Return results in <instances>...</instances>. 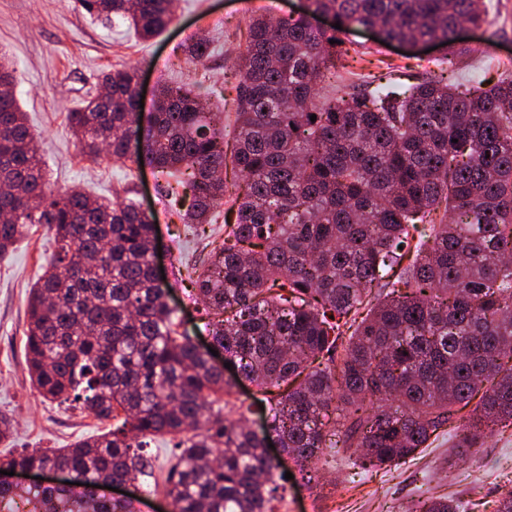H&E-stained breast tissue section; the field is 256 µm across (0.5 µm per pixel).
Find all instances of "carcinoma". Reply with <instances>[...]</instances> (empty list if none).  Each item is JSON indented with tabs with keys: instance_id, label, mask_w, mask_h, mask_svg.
I'll return each mask as SVG.
<instances>
[{
	"instance_id": "1",
	"label": "carcinoma",
	"mask_w": 512,
	"mask_h": 512,
	"mask_svg": "<svg viewBox=\"0 0 512 512\" xmlns=\"http://www.w3.org/2000/svg\"><path fill=\"white\" fill-rule=\"evenodd\" d=\"M307 14L251 17L239 56L233 143L224 113L193 90H158L152 126L136 115L135 69L68 113L81 151L144 162L184 224L224 223V243L184 266L213 347L270 395L282 449L305 464L326 451L367 470L444 436L466 454L512 426V73L462 84L485 0H307ZM144 39L175 0H77ZM331 13L341 28L309 16ZM371 26L383 41L448 47L450 80L379 78L368 95L320 94ZM210 39L189 53L204 64ZM0 58V257L30 224L57 251L27 305L25 356L39 394L79 402L100 434L67 448L0 457V467H69L81 485L0 484V512H135L105 482L153 477L143 448L177 439L164 494L171 512H273L283 478L265 437L231 418L224 368L189 336L154 272L152 215L79 187L46 191V167ZM316 120H310L311 115ZM471 408L469 414L463 409ZM427 497L417 512H461Z\"/></svg>"
}]
</instances>
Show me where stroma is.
Listing matches in <instances>:
<instances>
[{"label":"stroma","mask_w":512,"mask_h":512,"mask_svg":"<svg viewBox=\"0 0 512 512\" xmlns=\"http://www.w3.org/2000/svg\"><path fill=\"white\" fill-rule=\"evenodd\" d=\"M487 24L470 31L484 44L483 81L497 82L501 55L512 57V0H489ZM302 0H178L175 19L160 36L140 40L122 20L106 26L80 10L76 0H0V54L15 70L14 92L39 135L49 188L61 193L78 186L96 195L130 187L143 208L152 210L160 230L164 282L170 302L190 336L209 342L191 285L180 273L184 260L205 257L224 237L223 224L195 231L171 223L149 166L115 163L83 156L72 135L67 114L98 93L104 72L136 67L140 87L154 94L158 83L186 82L200 91L214 111L233 113L234 87L241 79L237 57L245 44L253 12L281 17L297 14ZM210 37L214 53L206 64L189 55L188 46ZM358 56L350 62L352 82L369 87L374 76L387 74L411 85L442 75L444 49L384 46L369 32L349 34ZM54 244L45 225L35 224L16 248L0 260V415L12 422L14 451L62 448L95 432L98 421L80 404L43 399L32 387L25 361L26 297L29 286L52 257ZM268 400L249 380H241L229 406L247 412L252 430L269 422ZM277 512L292 503L315 501L316 512H413L420 498L452 497L470 512H493L502 494L512 491V430L492 437L472 458L455 456L451 442L441 439L398 466L355 474L344 460L323 465L319 482L289 464Z\"/></svg>","instance_id":"35a3bbf8"}]
</instances>
